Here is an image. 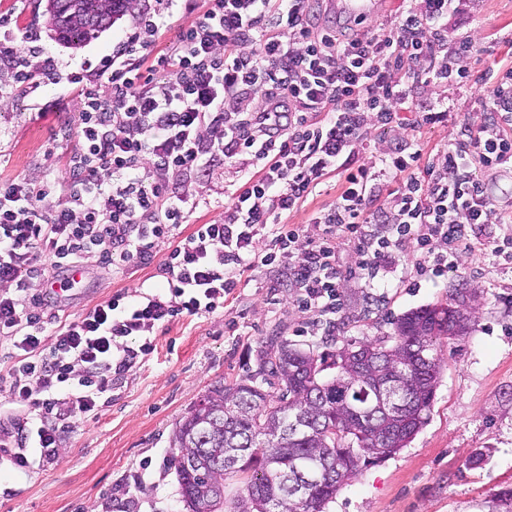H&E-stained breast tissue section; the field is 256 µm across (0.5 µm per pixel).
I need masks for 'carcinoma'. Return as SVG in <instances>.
I'll return each instance as SVG.
<instances>
[{
	"label": "carcinoma",
	"mask_w": 512,
	"mask_h": 512,
	"mask_svg": "<svg viewBox=\"0 0 512 512\" xmlns=\"http://www.w3.org/2000/svg\"><path fill=\"white\" fill-rule=\"evenodd\" d=\"M131 8L132 0H47L42 17L56 41L80 48ZM475 298L458 293L409 311L393 335L348 343L330 362L286 340L261 351L259 372L285 392L245 381L216 385L173 431L187 512H324L363 465L396 454L426 425L444 369L439 341L470 332ZM399 378L408 387L402 412L375 413L371 386ZM293 461L318 475L307 503L282 481ZM240 473L245 492L226 498L224 481Z\"/></svg>",
	"instance_id": "carcinoma-1"
}]
</instances>
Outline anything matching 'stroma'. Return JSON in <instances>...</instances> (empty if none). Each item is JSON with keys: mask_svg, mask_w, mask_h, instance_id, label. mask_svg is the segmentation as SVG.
I'll return each mask as SVG.
<instances>
[{"mask_svg": "<svg viewBox=\"0 0 512 512\" xmlns=\"http://www.w3.org/2000/svg\"><path fill=\"white\" fill-rule=\"evenodd\" d=\"M46 0H0L20 31H35L43 57L68 73L97 65L129 32L132 14L80 49L51 39L42 12ZM456 34H477L481 50L468 62L473 84L459 92L463 117L480 120L477 100L489 88V68L512 65V0H475L455 25ZM80 108L66 83H46L38 101L15 96L0 106V179L65 176L69 142L60 135ZM131 263L115 277L85 261L74 288L63 292L67 315L107 300L156 291L164 284L159 264ZM415 255L396 251L385 288L363 281L344 285V311L334 335H302L303 316L264 269L223 308L155 327V350L113 386L94 419H75L56 461L12 471L9 449L0 447V512H186L179 495L171 438L176 424L214 385L255 377L278 391L276 378L258 375V355L279 338L301 349L331 355L347 342L390 335L404 312L446 301L461 288L480 294L474 326L464 340L441 344L445 369L427 425L400 452L363 468L328 504L326 512H495L501 492L512 489V265L485 251L463 254L456 270L418 280Z\"/></svg>", "mask_w": 512, "mask_h": 512, "instance_id": "35a3bbf8", "label": "stroma"}]
</instances>
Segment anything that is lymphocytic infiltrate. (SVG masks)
I'll return each mask as SVG.
<instances>
[{"mask_svg": "<svg viewBox=\"0 0 512 512\" xmlns=\"http://www.w3.org/2000/svg\"><path fill=\"white\" fill-rule=\"evenodd\" d=\"M314 2L144 0L111 56L67 73L81 107L64 182H0V351L27 412L19 452L55 461L60 422L96 417L102 395L153 351L156 326L222 307L246 272L285 266L293 304L328 316L343 304L346 243L369 284L402 248L431 280L478 243L512 263V233L481 236L512 223V208L493 200L497 176L512 171V67L489 70L481 121L459 122L428 155L413 139L446 125L452 92L471 82L478 41L449 29L466 0H401L390 24L332 32L319 28ZM185 15L191 23L166 40ZM55 76L1 12L0 99L36 95ZM400 127L405 136L366 155L373 133ZM221 165L236 179L219 219L182 234L200 205L192 180ZM336 171V201L310 225L289 223ZM162 245L166 294L118 295L64 319L40 291L91 258L123 275Z\"/></svg>", "mask_w": 512, "mask_h": 512, "instance_id": "1", "label": "lymphocytic infiltrate"}]
</instances>
